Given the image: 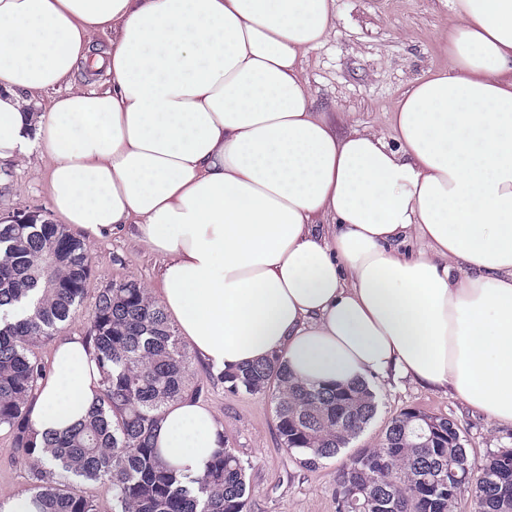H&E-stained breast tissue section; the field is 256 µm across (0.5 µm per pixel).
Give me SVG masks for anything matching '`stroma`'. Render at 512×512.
Instances as JSON below:
<instances>
[{
  "label": "stroma",
  "mask_w": 512,
  "mask_h": 512,
  "mask_svg": "<svg viewBox=\"0 0 512 512\" xmlns=\"http://www.w3.org/2000/svg\"><path fill=\"white\" fill-rule=\"evenodd\" d=\"M453 0H336L334 27L303 60V75L319 112L336 115V128L385 130L392 111L412 82L448 64L443 34L452 23ZM0 187V213L49 214L47 172L38 159L9 166ZM92 276L83 305L65 323V336L85 335L88 313L99 288L121 279L158 287L159 256L128 235L88 243ZM189 378L201 388L199 402L212 407L228 447L248 466L251 512H336L334 479L342 462L361 449L378 447L386 426L400 411L416 408L445 415L461 430L476 459L512 448V426L498 425L459 401L407 380L372 379L377 413L338 457L318 468L299 465L296 452L281 444L270 397L229 392L216 371L191 356ZM30 466L11 436L0 433V491H26Z\"/></svg>",
  "instance_id": "obj_1"
}]
</instances>
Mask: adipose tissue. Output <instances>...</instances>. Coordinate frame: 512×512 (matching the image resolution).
I'll return each mask as SVG.
<instances>
[{
  "mask_svg": "<svg viewBox=\"0 0 512 512\" xmlns=\"http://www.w3.org/2000/svg\"><path fill=\"white\" fill-rule=\"evenodd\" d=\"M335 18L336 0H0V166L37 157L55 217L160 255L159 301L213 369L280 355L512 425V0H454L447 67L383 132L313 109L302 62ZM99 389L85 337H62L31 427L82 421ZM223 438L189 399L156 430L190 479Z\"/></svg>",
  "mask_w": 512,
  "mask_h": 512,
  "instance_id": "1",
  "label": "adipose tissue"
}]
</instances>
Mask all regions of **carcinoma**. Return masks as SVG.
I'll return each mask as SVG.
<instances>
[{
    "instance_id": "carcinoma-1",
    "label": "carcinoma",
    "mask_w": 512,
    "mask_h": 512,
    "mask_svg": "<svg viewBox=\"0 0 512 512\" xmlns=\"http://www.w3.org/2000/svg\"><path fill=\"white\" fill-rule=\"evenodd\" d=\"M90 278L88 251L67 225L0 223V431L32 464L38 512H96L80 490L86 481L110 487L112 512H250L247 467L227 444L187 482L155 446L165 406L199 389L189 386L177 330L135 280L100 288L88 314L97 405L64 433L32 431L30 411L46 377L34 348L81 307ZM221 379L232 393L270 394L283 447L309 469L336 457L377 411L369 383L308 385L279 355ZM467 466L478 468L477 512H512V448L479 462L455 421L406 409L389 421L379 447L337 469L336 512H448V489L465 480Z\"/></svg>"
}]
</instances>
